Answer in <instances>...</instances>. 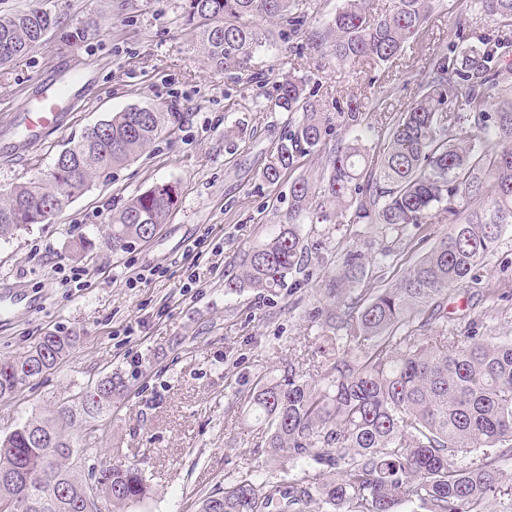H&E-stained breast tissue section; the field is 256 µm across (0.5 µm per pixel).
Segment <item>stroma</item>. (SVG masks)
<instances>
[{
  "label": "stroma",
  "instance_id": "obj_1",
  "mask_svg": "<svg viewBox=\"0 0 512 512\" xmlns=\"http://www.w3.org/2000/svg\"><path fill=\"white\" fill-rule=\"evenodd\" d=\"M467 2L439 0L402 56L380 66L319 57L305 49L302 33L258 48L250 71L229 76L197 53L184 0H0L1 12L45 7L61 31L81 34L73 44L48 34L0 67V195L46 179L58 154L112 113L161 105L181 115L140 158L95 182L50 223L0 241V292L21 297L11 314L0 315V359L21 355L48 331L79 338L55 369L0 401V434L118 370L126 389L95 420L104 435L80 466L90 483L100 463H141L152 493L127 512H194L198 498L224 481L264 471V428L252 418L251 395L261 378L294 360L296 347L314 342L309 313L336 272L332 264L317 267L308 282L275 295L224 286L241 251L284 221L290 182L324 164L316 153L277 183L265 181L289 122L274 105L275 83L291 72L305 75L320 95L342 102L364 98L375 84L408 104L423 78L422 52L447 50L457 31L474 42H512V24L477 19ZM74 74L86 83L65 127L25 150L11 125L19 100ZM161 182L174 183L178 199L152 239L118 254L95 246L74 256L75 241L99 240L131 197ZM364 230L372 242L370 272L392 281L447 227L427 225L424 241L411 249L382 237L376 225ZM199 238L204 253L196 259L188 250ZM150 268L154 276L139 279ZM77 271L89 274L84 286L71 280ZM192 279L198 286L191 290ZM457 306L458 330L475 316L488 335L512 336V301L493 310L480 298H463Z\"/></svg>",
  "mask_w": 512,
  "mask_h": 512
}]
</instances>
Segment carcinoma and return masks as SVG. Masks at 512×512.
Wrapping results in <instances>:
<instances>
[{
	"label": "carcinoma",
	"instance_id": "cac0c4a2",
	"mask_svg": "<svg viewBox=\"0 0 512 512\" xmlns=\"http://www.w3.org/2000/svg\"><path fill=\"white\" fill-rule=\"evenodd\" d=\"M435 0H392L382 14L367 0H343L309 46L337 60L378 65L398 57L428 22ZM481 19H512V0H470ZM211 66L241 73L268 40L255 21L280 25L286 41L308 26L294 0H185ZM57 27L43 8L0 15V65L36 48ZM506 41L482 38L463 50L425 58L424 79L402 110L390 94L340 106L308 89L302 76L276 85L275 107L296 115L264 179L280 180L297 160L325 151L315 179L290 187L285 221L243 252L230 291L275 294L309 280L312 255L301 224H376L381 232L444 223L448 231L388 285L369 277L368 243L336 257L326 288L332 304L313 308L318 331L304 363L261 380L250 403L267 429L266 472L245 473L205 495L196 512H512V337L459 336L448 327V292L477 281L503 233L512 228V67ZM181 119L178 112L129 108L85 131L56 158L45 181L0 197V241L61 213L113 169L135 160ZM343 135L327 145L333 126ZM377 127L365 144L361 126ZM178 189L156 183L113 217L101 245L122 252L146 242L174 208ZM78 337L44 333L21 356L0 359V401L70 355ZM125 391L105 377L71 403L33 413L0 435L3 512H109L147 498L144 469L118 461L85 483L73 463L91 450L85 424ZM481 452L462 466L460 452Z\"/></svg>",
	"mask_w": 512,
	"mask_h": 512
}]
</instances>
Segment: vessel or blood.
<instances>
[{"mask_svg":"<svg viewBox=\"0 0 512 512\" xmlns=\"http://www.w3.org/2000/svg\"><path fill=\"white\" fill-rule=\"evenodd\" d=\"M72 91V83L55 80L45 83L38 97L20 101L14 118L24 122L28 130L26 142L30 147L38 146L42 132L58 127L62 115L60 103L69 98Z\"/></svg>","mask_w":512,"mask_h":512,"instance_id":"1","label":"vessel or blood"}]
</instances>
